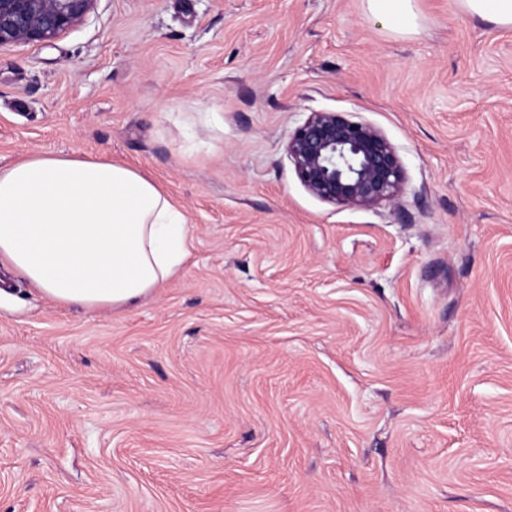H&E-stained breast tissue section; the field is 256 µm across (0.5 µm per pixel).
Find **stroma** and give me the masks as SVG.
<instances>
[{
    "label": "stroma",
    "instance_id": "35a3bbf8",
    "mask_svg": "<svg viewBox=\"0 0 512 512\" xmlns=\"http://www.w3.org/2000/svg\"><path fill=\"white\" fill-rule=\"evenodd\" d=\"M415 4L96 0L0 47V166L106 158L189 224L128 311L0 266V512H512V29ZM320 111L393 143L395 201L304 189ZM369 14L400 35L418 34L422 22L415 0H366Z\"/></svg>",
    "mask_w": 512,
    "mask_h": 512
}]
</instances>
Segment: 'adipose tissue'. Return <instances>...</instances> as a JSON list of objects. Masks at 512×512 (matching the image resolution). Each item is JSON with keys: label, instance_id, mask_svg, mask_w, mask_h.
Here are the masks:
<instances>
[{"label": "adipose tissue", "instance_id": "obj_1", "mask_svg": "<svg viewBox=\"0 0 512 512\" xmlns=\"http://www.w3.org/2000/svg\"><path fill=\"white\" fill-rule=\"evenodd\" d=\"M401 35L415 0H366ZM184 213L151 181L102 159L32 155L0 166V262L61 306L123 311L183 265Z\"/></svg>", "mask_w": 512, "mask_h": 512}]
</instances>
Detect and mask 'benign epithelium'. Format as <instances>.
<instances>
[{
    "mask_svg": "<svg viewBox=\"0 0 512 512\" xmlns=\"http://www.w3.org/2000/svg\"><path fill=\"white\" fill-rule=\"evenodd\" d=\"M95 0H0V46L48 43L82 23ZM286 154L317 199L370 209L396 200L405 173L399 154L374 126L341 112H312L289 133Z\"/></svg>",
    "mask_w": 512,
    "mask_h": 512,
    "instance_id": "7a95c632",
    "label": "benign epithelium"
}]
</instances>
